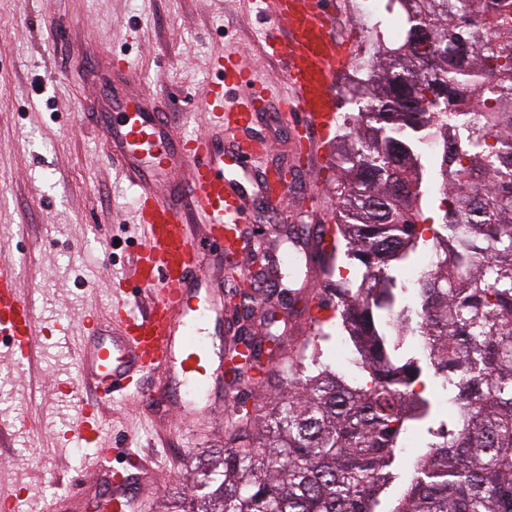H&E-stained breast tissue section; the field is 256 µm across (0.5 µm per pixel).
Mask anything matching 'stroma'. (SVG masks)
<instances>
[{"label": "stroma", "instance_id": "1", "mask_svg": "<svg viewBox=\"0 0 512 512\" xmlns=\"http://www.w3.org/2000/svg\"><path fill=\"white\" fill-rule=\"evenodd\" d=\"M272 25L252 0H0V256L16 262L40 331L30 368L0 342V497L20 495L25 512H107L112 499L111 472L66 439L88 391L74 352L86 312L105 314L116 300L143 229L132 189L80 121L87 71L103 56L124 59L191 134L208 125L213 62L228 53L256 70L272 99L290 95L260 53ZM258 130L276 140L266 162L287 164L295 193L287 214L242 225L259 255L242 266L254 274L292 225L334 223L337 207L331 171L291 151L290 120L269 113ZM102 432L146 462L124 512H162L164 500L195 494L201 451L225 441L209 396L189 422L116 400Z\"/></svg>", "mask_w": 512, "mask_h": 512}]
</instances>
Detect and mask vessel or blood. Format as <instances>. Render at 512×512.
Segmentation results:
<instances>
[{"label": "vessel or blood", "mask_w": 512, "mask_h": 512, "mask_svg": "<svg viewBox=\"0 0 512 512\" xmlns=\"http://www.w3.org/2000/svg\"><path fill=\"white\" fill-rule=\"evenodd\" d=\"M260 13L281 24L265 38L262 53L280 63L292 98L272 103L243 59L217 60L220 78L212 89L204 132L183 134L157 97L149 94L128 64L104 58L91 74L94 95L85 108L108 158L134 190L144 243L131 278L154 289L147 306L123 298L108 318L89 313L77 355L83 382L95 395L72 432L95 448V460L112 464V440L103 437V412L115 398L137 394L162 414L192 418L195 393L205 390L208 329L224 313L225 264L240 260L250 243L239 233L254 217V204L284 210L292 189L262 160L273 145L257 132L262 112H296L294 145L312 152L328 142L336 123L335 76L350 59L336 35L332 0H257ZM235 101L225 107L224 93ZM204 224L190 230L192 217ZM0 336L8 337L15 360L33 365L37 354L34 310L22 296L12 262L0 259ZM181 380L186 399L171 401L144 388L148 377Z\"/></svg>", "instance_id": "1"}]
</instances>
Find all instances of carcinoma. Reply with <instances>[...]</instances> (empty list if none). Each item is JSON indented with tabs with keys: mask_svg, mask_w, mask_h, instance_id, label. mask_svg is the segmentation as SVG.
Listing matches in <instances>:
<instances>
[{
	"mask_svg": "<svg viewBox=\"0 0 512 512\" xmlns=\"http://www.w3.org/2000/svg\"><path fill=\"white\" fill-rule=\"evenodd\" d=\"M409 30L377 48L346 88L357 114L336 125L335 238L323 274L344 260L359 284H336V320L366 374L349 382L320 361L321 326L289 355L288 393L247 408L239 387L264 383L224 347L228 430L238 448L208 460L197 506L167 512H512V0H395ZM435 139L440 152L422 144ZM453 180L438 224L423 184ZM434 269L399 278L419 246ZM273 291L293 308L296 279ZM423 353L399 354L402 340ZM432 379L449 419L423 427ZM424 441L399 493L390 467L408 431Z\"/></svg>",
	"mask_w": 512,
	"mask_h": 512,
	"instance_id": "cac0c4a2",
	"label": "carcinoma"
}]
</instances>
